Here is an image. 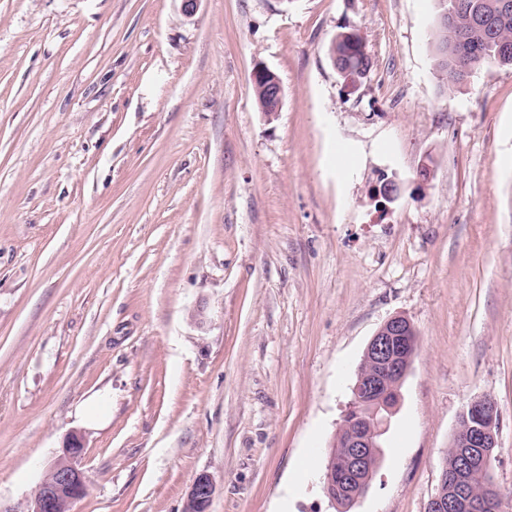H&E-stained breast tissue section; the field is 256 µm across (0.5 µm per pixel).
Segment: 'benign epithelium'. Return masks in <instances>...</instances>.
Wrapping results in <instances>:
<instances>
[{
  "label": "benign epithelium",
  "mask_w": 512,
  "mask_h": 512,
  "mask_svg": "<svg viewBox=\"0 0 512 512\" xmlns=\"http://www.w3.org/2000/svg\"><path fill=\"white\" fill-rule=\"evenodd\" d=\"M260 84L271 108L264 116L270 118L282 105L283 87L276 73L265 66L256 67L252 73V85ZM417 343L418 333L413 323L397 314L386 319L367 344L352 386L353 396L339 428V433L345 434L341 448L347 468L339 473L331 460L322 478L323 492L331 503H336L342 493L352 502L366 493L365 486L352 493L349 484L354 474L363 469L367 457L380 451V438L399 401L400 388L411 369ZM366 399L376 403L369 417L361 416L359 411ZM465 412L475 417L477 425L455 442L458 467L452 474L446 469L442 471L440 490L427 506L430 512H483L487 503L502 501L491 475L497 448L498 404L494 398L482 396L473 400ZM83 452L81 436L71 434L63 447V456L47 468L40 492L30 500L26 512H71V506L84 497L88 485L86 472L80 468ZM475 469L485 476L477 493L470 491L467 481L468 474ZM213 494L211 477L206 473L196 476L184 512H209Z\"/></svg>",
  "instance_id": "7a95c632"
}]
</instances>
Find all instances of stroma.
Segmentation results:
<instances>
[{
  "label": "stroma",
  "instance_id": "obj_1",
  "mask_svg": "<svg viewBox=\"0 0 512 512\" xmlns=\"http://www.w3.org/2000/svg\"><path fill=\"white\" fill-rule=\"evenodd\" d=\"M436 26V0H0V507L75 431L72 512H183L202 473L210 512H339L327 453L396 314L418 349L349 512H425L484 395L512 505V68L443 88ZM353 31L350 29L336 34L331 46L336 44V50L340 54L338 58L340 68L360 79L369 72L371 58L366 51L362 37L355 35L352 33ZM262 84L266 91L269 107L273 112H262L264 116L270 118L280 109L283 100V87L279 77L265 66H257L252 73V85Z\"/></svg>",
  "mask_w": 512,
  "mask_h": 512
}]
</instances>
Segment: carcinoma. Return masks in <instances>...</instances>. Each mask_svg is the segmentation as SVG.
<instances>
[{
	"instance_id": "1",
	"label": "carcinoma",
	"mask_w": 512,
	"mask_h": 512,
	"mask_svg": "<svg viewBox=\"0 0 512 512\" xmlns=\"http://www.w3.org/2000/svg\"><path fill=\"white\" fill-rule=\"evenodd\" d=\"M464 8L456 13L454 25L438 21L434 43L438 78L448 88L471 81L476 74L491 65L512 66V55L499 51L503 42L512 43V13L503 14L501 0H462ZM486 21L483 27L471 23L470 15ZM339 52L342 70L364 77L371 68L362 37L352 31H342L333 39Z\"/></svg>"
}]
</instances>
